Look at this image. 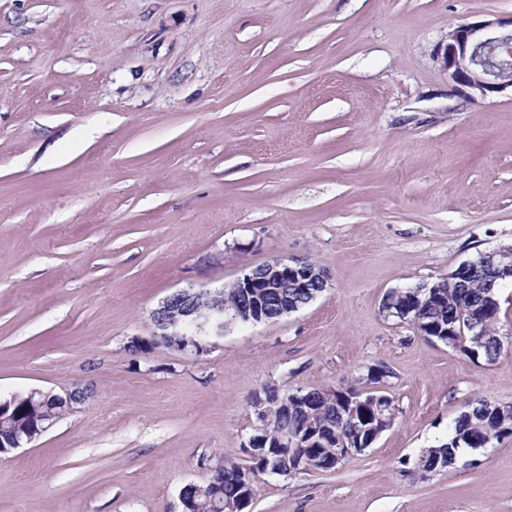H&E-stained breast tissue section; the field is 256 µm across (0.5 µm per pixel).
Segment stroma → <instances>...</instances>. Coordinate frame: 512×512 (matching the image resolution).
Segmentation results:
<instances>
[{"label": "stroma", "mask_w": 512, "mask_h": 512, "mask_svg": "<svg viewBox=\"0 0 512 512\" xmlns=\"http://www.w3.org/2000/svg\"><path fill=\"white\" fill-rule=\"evenodd\" d=\"M512 0H0V398L90 388L0 455V512H182L202 455L245 462L249 398L395 406L333 471L260 477L249 512H512V436L422 480L512 345L475 359L385 317L395 288L512 243V93L468 100L437 53ZM302 256L328 285L231 323L202 357L152 341L180 289ZM144 348L133 351V341Z\"/></svg>", "instance_id": "35a3bbf8"}]
</instances>
